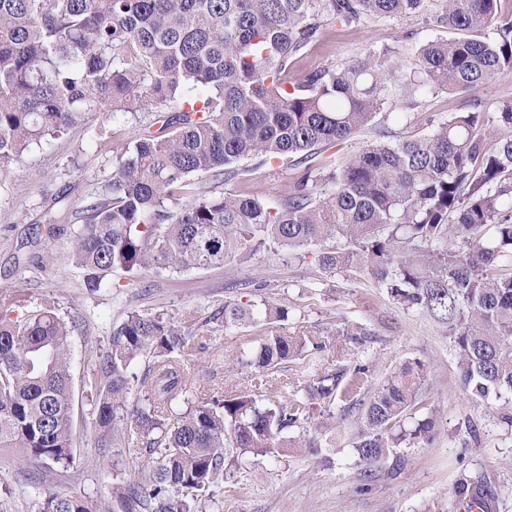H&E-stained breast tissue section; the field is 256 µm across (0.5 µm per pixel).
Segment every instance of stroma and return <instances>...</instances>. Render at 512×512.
<instances>
[{
  "label": "stroma",
  "mask_w": 512,
  "mask_h": 512,
  "mask_svg": "<svg viewBox=\"0 0 512 512\" xmlns=\"http://www.w3.org/2000/svg\"><path fill=\"white\" fill-rule=\"evenodd\" d=\"M447 34L419 16L337 25L323 31L288 77L337 66L366 51L387 50L405 59L419 44ZM138 130L129 116L98 119L93 132L76 128L53 144L31 146L21 163L0 176V292L22 289L36 300L56 295L64 310L83 322L71 339L74 467L47 479V487L108 499L115 480H136L150 464L143 451L117 448L102 458L94 453L95 433L81 392L91 353L105 344L113 322L132 309L164 310L187 320L216 314L226 303L257 306L266 301L288 308L287 320L275 329L293 340L303 334L364 333L363 343L350 345L343 358L325 351V367L364 365L371 384L377 385L403 362H421L427 378L419 400L436 415L438 435L430 445L401 448L367 466L354 450L361 427L356 410L330 406L303 427L285 432L291 447L244 454L208 512H446L463 479L470 480L485 512H512V432L498 422L494 408L464 398L444 328L420 309L397 304L359 271L332 276L319 266L316 250L294 259L261 248L247 260L221 268L148 272L140 285L124 292L105 283L91 293L66 260L74 222H64L55 240L32 239L33 228L43 224L55 197L65 196L75 209L88 202L93 184L113 172L110 146L135 139ZM245 166L246 186L271 200L283 198L293 182L290 166L272 171L253 159ZM266 332L264 324L246 323L213 333L210 356L194 362L199 398L225 392L265 398L271 386L237 359ZM326 434L335 435L333 447L305 449L307 438Z\"/></svg>",
  "instance_id": "stroma-1"
}]
</instances>
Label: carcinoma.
<instances>
[{"label":"carcinoma","instance_id":"cac0c4a2","mask_svg":"<svg viewBox=\"0 0 512 512\" xmlns=\"http://www.w3.org/2000/svg\"><path fill=\"white\" fill-rule=\"evenodd\" d=\"M500 0H0V174L33 144L58 140L104 112L140 123L112 150V177L72 212L81 222L67 257L93 291L114 266L127 284L153 270L220 268L274 245L317 247L334 276L354 268L396 302L446 327L460 385L498 406L512 428V100L495 115L479 92L512 72V20ZM421 16L452 33L418 46L412 60L368 52L288 81V72L336 24ZM470 94L468 110L404 130L408 111L440 92ZM157 130H152L154 125ZM355 138L345 162L325 152ZM245 159L291 163L288 195L272 202L224 186ZM337 237L350 242L329 249ZM0 450L32 472L68 470L77 321L57 298H0ZM268 325L288 308L224 304V325ZM212 320L192 326L132 310L93 353L83 393L97 448L145 450L151 465L113 488L115 504L78 493L38 492L36 512H204L246 453L284 445L282 432L339 400L361 410L355 442L368 465L435 438L433 414L413 413L426 371L404 363L365 396L368 368L324 369L325 343L292 344L270 330L240 364L267 373L303 355L300 388L260 403L249 393L192 399L188 361L209 350ZM145 361L130 400L129 372Z\"/></svg>","mask_w":512,"mask_h":512}]
</instances>
